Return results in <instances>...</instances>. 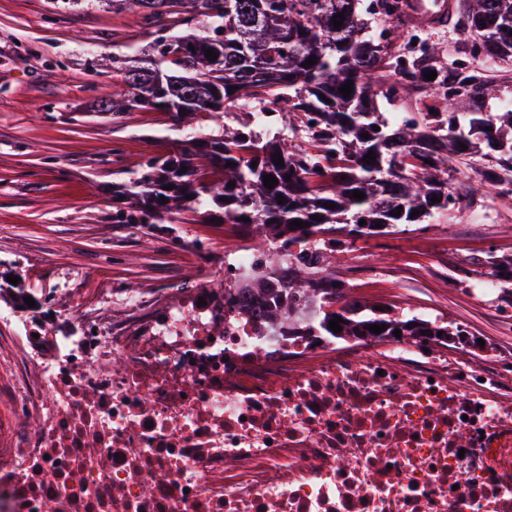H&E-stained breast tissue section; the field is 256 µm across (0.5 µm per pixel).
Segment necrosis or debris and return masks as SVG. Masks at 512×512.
<instances>
[{
    "instance_id": "4bbe7bcc",
    "label": "necrosis or debris",
    "mask_w": 512,
    "mask_h": 512,
    "mask_svg": "<svg viewBox=\"0 0 512 512\" xmlns=\"http://www.w3.org/2000/svg\"><path fill=\"white\" fill-rule=\"evenodd\" d=\"M249 246L125 318L0 289V512H512L496 336H330Z\"/></svg>"
}]
</instances>
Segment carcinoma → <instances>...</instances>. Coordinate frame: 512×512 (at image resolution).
I'll return each mask as SVG.
<instances>
[{
	"label": "carcinoma",
	"instance_id": "cac0c4a2",
	"mask_svg": "<svg viewBox=\"0 0 512 512\" xmlns=\"http://www.w3.org/2000/svg\"><path fill=\"white\" fill-rule=\"evenodd\" d=\"M375 0H112L145 20L174 19L172 34L157 45V58L148 67L120 68L131 94L100 99L99 110L115 114L132 110L168 112L178 126L199 118L219 121L239 102H275L288 97V111L309 130L303 145H290L278 134L268 138L243 123L225 125L217 135L183 141L166 154L149 157L139 176L121 185L128 207L114 216L120 224L180 215L186 224H237L256 239L282 240L292 247L331 240L336 225L354 239L397 230L401 224H428L455 207L458 195L440 173L448 168V148L472 144L480 134L486 156L512 165V109L490 121L484 113H468V123L455 113H424L425 122L407 117L390 126L372 108L377 95L375 73L386 65L389 47L366 37L375 23ZM342 13V27L334 16ZM455 25L468 30L469 53L474 57L512 59V0H460ZM194 49H189V46ZM218 54L212 61L205 51ZM313 57L316 64L303 63ZM433 64L414 69L411 77L436 99L452 106L464 99L457 87L441 79H425ZM352 81L353 93L343 97L340 87ZM236 90L228 92L229 87ZM331 103H326V100ZM379 130H373V126ZM369 134L370 139L363 138ZM335 156H330V153ZM279 153L284 164L272 162ZM373 154L374 162L364 156ZM432 164L425 163V160ZM232 166H227V162ZM257 167H252V162ZM185 173H180L182 167ZM273 175L277 185L264 186ZM290 179H285V176ZM235 186H229V183ZM476 193L487 186H512L495 167L478 176ZM173 189H167V186ZM365 198L358 200L353 191ZM192 194L194 198L186 199ZM284 200H279V196ZM167 203H159L160 198ZM227 201H222V198ZM439 201L434 202L432 198ZM337 207L331 209L329 204ZM401 210L396 216L394 212ZM419 215L410 217L412 211ZM320 220L312 219V216ZM300 219L302 227L292 225ZM364 225H359L360 220ZM382 227H377V224ZM300 266L315 269L313 288L342 287L328 271L318 251L293 255ZM482 264L512 280V259L490 253ZM342 318L340 336H371L369 325H385L383 336L401 333L460 336L458 326L404 319L373 306L331 312L320 309V326Z\"/></svg>",
	"mask_w": 512,
	"mask_h": 512
}]
</instances>
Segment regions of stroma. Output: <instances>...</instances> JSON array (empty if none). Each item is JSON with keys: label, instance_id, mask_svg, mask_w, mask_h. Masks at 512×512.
Here are the masks:
<instances>
[{"label": "stroma", "instance_id": "stroma-1", "mask_svg": "<svg viewBox=\"0 0 512 512\" xmlns=\"http://www.w3.org/2000/svg\"><path fill=\"white\" fill-rule=\"evenodd\" d=\"M168 31L143 24L106 0L61 9L53 0H0V274L52 296L64 272L83 270L76 292L85 306L104 294H161L172 281L191 285L200 261L221 260L239 231L225 224H120L112 192L147 157L166 153L185 130L170 114L98 109L104 90L127 93L113 60L150 54ZM453 72L469 59V35L448 25L425 30ZM497 97L457 102L463 114L496 116L512 104V66H487ZM489 158L450 153L445 175L460 204L428 225L356 239L340 252L336 277L369 259L374 275L346 283L350 296L394 310H423L462 325L470 335L496 333V315L512 295L475 300L479 272L471 260L486 250L512 258V197L470 193Z\"/></svg>", "mask_w": 512, "mask_h": 512}]
</instances>
